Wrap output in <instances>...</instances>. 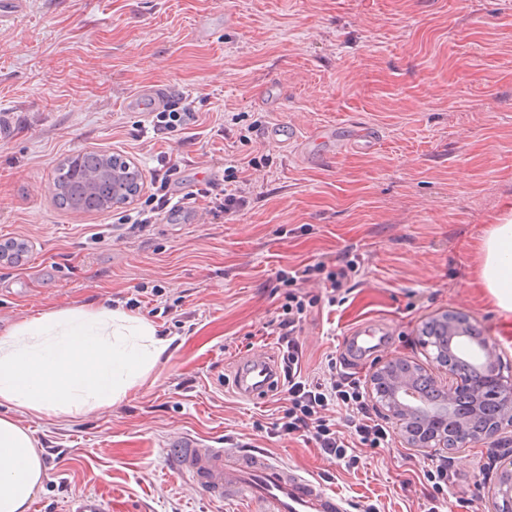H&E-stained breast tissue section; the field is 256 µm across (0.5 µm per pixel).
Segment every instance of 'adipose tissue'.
Instances as JSON below:
<instances>
[{
  "instance_id": "ef3b65f1",
  "label": "adipose tissue",
  "mask_w": 512,
  "mask_h": 512,
  "mask_svg": "<svg viewBox=\"0 0 512 512\" xmlns=\"http://www.w3.org/2000/svg\"><path fill=\"white\" fill-rule=\"evenodd\" d=\"M473 284L512 314V202L478 245ZM170 344L149 321L86 306L39 313L0 333V405L75 417L122 401ZM0 416V512H27L47 477L28 429Z\"/></svg>"
}]
</instances>
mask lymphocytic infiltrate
Segmentation results:
<instances>
[{
  "label": "lymphocytic infiltrate",
  "mask_w": 512,
  "mask_h": 512,
  "mask_svg": "<svg viewBox=\"0 0 512 512\" xmlns=\"http://www.w3.org/2000/svg\"><path fill=\"white\" fill-rule=\"evenodd\" d=\"M198 122L199 115L192 100L182 94L171 96L162 111L151 115L152 132L157 136L189 132ZM179 173V162L169 153H160L155 166L149 170L148 195L138 207L121 213L118 224L143 229L160 223L167 213L184 207L218 217L244 208L248 203L241 190L233 191L212 181L199 184L182 197H174L171 188ZM317 272L323 274L324 285L331 296L337 297L361 274V260L351 255L331 269L317 263L283 272L281 276V284L287 289V301L270 325L272 335L278 337L283 349L282 372L288 405L283 411L282 429L289 434L311 433L325 455L353 468L358 463L356 449L386 447L391 429L373 417L366 392L355 377L333 372L323 378L309 379L301 374V352L296 336L311 302L300 287ZM335 408L345 411V423H337L332 417L331 411Z\"/></svg>",
  "instance_id": "lymphocytic-infiltrate-1"
}]
</instances>
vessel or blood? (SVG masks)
<instances>
[{
	"label": "vessel or blood",
	"instance_id": "b4317fda",
	"mask_svg": "<svg viewBox=\"0 0 512 512\" xmlns=\"http://www.w3.org/2000/svg\"><path fill=\"white\" fill-rule=\"evenodd\" d=\"M335 130L322 127L306 133L271 128L267 136L279 146L297 145L308 152L311 145L333 141ZM277 365L267 355L252 354L237 369L233 388L249 398L268 396L279 387ZM170 462L192 487L216 498L231 496L247 512H351L347 499L297 465L275 461L258 450L217 448L208 439L179 431L167 440Z\"/></svg>",
	"mask_w": 512,
	"mask_h": 512
}]
</instances>
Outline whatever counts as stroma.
Here are the masks:
<instances>
[{
  "mask_svg": "<svg viewBox=\"0 0 512 512\" xmlns=\"http://www.w3.org/2000/svg\"><path fill=\"white\" fill-rule=\"evenodd\" d=\"M179 91L201 124L138 138L135 97ZM0 331L21 318L87 304L130 308L170 345L121 402L73 418L17 414L47 471L28 512H76L87 497L108 512H243L194 491L166 457L175 431L215 447L262 450L349 499L356 512H492L489 487L512 456V429L468 448L420 451L392 435L358 449L349 469L313 439L277 425L285 391L263 399L232 387L238 364L281 357L264 326L285 301L282 271L359 254L364 270L339 305L319 275L298 336L301 373L329 362L362 385L399 356L445 373L420 332L466 314L512 374V335L470 282L477 240L512 199V0H27L0 23ZM379 133L368 152L320 147L303 158L260 133L276 123ZM121 153L140 171L177 156L182 196L234 165L246 207L196 224L189 210L140 230L112 214L64 211L54 170L85 150ZM259 165H251V158ZM42 192H35V185ZM364 327L386 341L368 357L343 346ZM448 460L433 499L423 478Z\"/></svg>",
  "mask_w": 512,
  "mask_h": 512,
  "instance_id": "35a3bbf8",
  "label": "stroma"
}]
</instances>
